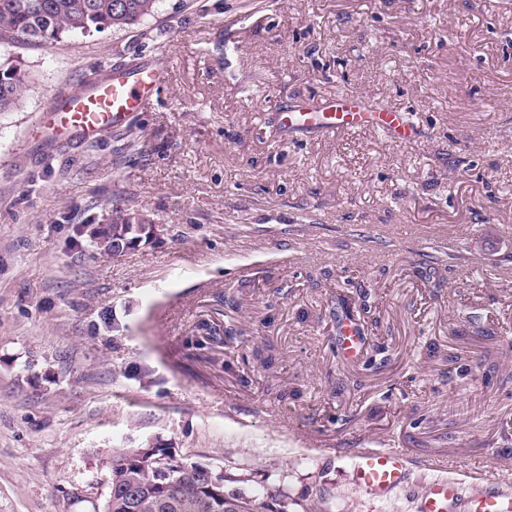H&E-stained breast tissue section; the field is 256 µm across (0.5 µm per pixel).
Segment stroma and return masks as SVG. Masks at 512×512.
Masks as SVG:
<instances>
[{
  "label": "stroma",
  "instance_id": "1",
  "mask_svg": "<svg viewBox=\"0 0 512 512\" xmlns=\"http://www.w3.org/2000/svg\"><path fill=\"white\" fill-rule=\"evenodd\" d=\"M5 61L0 512H94L121 448L288 512H418L434 460L467 491L512 478V0H161ZM147 62L169 77L126 128L37 134L55 97ZM346 94L419 136L274 125ZM116 206L157 235L112 257L78 230ZM364 448L404 452L405 487L355 485ZM23 78L11 66H0V112H6L19 104ZM336 341L345 356H353L358 352L361 336L358 328L348 322H339Z\"/></svg>",
  "mask_w": 512,
  "mask_h": 512
}]
</instances>
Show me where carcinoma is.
Masks as SVG:
<instances>
[{
    "mask_svg": "<svg viewBox=\"0 0 512 512\" xmlns=\"http://www.w3.org/2000/svg\"><path fill=\"white\" fill-rule=\"evenodd\" d=\"M160 0H0V54L19 42L57 45L65 35H89L107 29H123L140 23L157 12ZM23 78L11 66L0 67V112L19 104ZM155 227L148 218L115 209L107 224H88L83 233L95 243L100 254L114 253V244L129 249L153 238ZM159 459L144 457L135 448L113 453L109 493L102 512H130L127 490L139 492V512H270L269 492L257 491L250 479L224 475L237 484L232 491L213 484L214 471L184 462L167 449H159ZM182 468V486L167 491L163 470Z\"/></svg>",
    "mask_w": 512,
    "mask_h": 512,
    "instance_id": "obj_1",
    "label": "carcinoma"
}]
</instances>
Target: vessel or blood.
I'll return each mask as SVG.
<instances>
[{
    "label": "vessel or blood",
    "instance_id": "1",
    "mask_svg": "<svg viewBox=\"0 0 512 512\" xmlns=\"http://www.w3.org/2000/svg\"><path fill=\"white\" fill-rule=\"evenodd\" d=\"M164 79L165 71L158 66L113 68L88 89L59 96L41 114L40 128L55 139L96 140L126 126L133 113L150 108ZM277 124L288 135L378 129L399 143L411 141L418 134L403 113L372 108L358 95L302 103L279 113ZM336 341L345 356H353L361 343L360 332L351 323L339 322ZM352 469L356 484L378 497L403 487L410 474L407 457L394 448L365 449L358 454ZM510 498L512 490L504 482L486 475L481 478L480 489L467 496L462 495L458 480L445 477L432 482L420 512H505Z\"/></svg>",
    "mask_w": 512,
    "mask_h": 512
}]
</instances>
